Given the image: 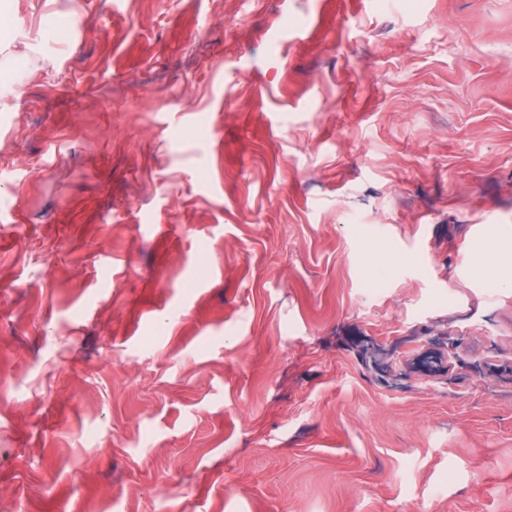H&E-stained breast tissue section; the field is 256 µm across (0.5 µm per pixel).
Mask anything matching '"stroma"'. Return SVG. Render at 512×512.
<instances>
[{
  "label": "stroma",
  "instance_id": "stroma-1",
  "mask_svg": "<svg viewBox=\"0 0 512 512\" xmlns=\"http://www.w3.org/2000/svg\"><path fill=\"white\" fill-rule=\"evenodd\" d=\"M0 512H512V0H0Z\"/></svg>",
  "mask_w": 512,
  "mask_h": 512
}]
</instances>
